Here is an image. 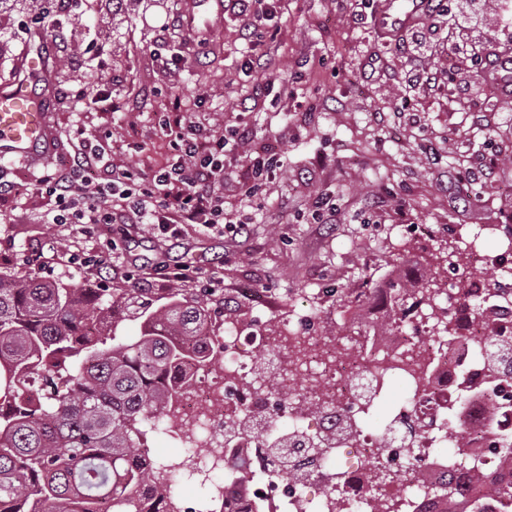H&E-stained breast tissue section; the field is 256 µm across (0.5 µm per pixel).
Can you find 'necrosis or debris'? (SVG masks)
<instances>
[{
    "label": "necrosis or debris",
    "instance_id": "1",
    "mask_svg": "<svg viewBox=\"0 0 512 512\" xmlns=\"http://www.w3.org/2000/svg\"><path fill=\"white\" fill-rule=\"evenodd\" d=\"M449 297L407 310L400 327L372 336L371 351L357 337L338 351L336 336H304L292 322L273 330L224 324V353L195 374L170 414L147 421L149 436L164 435L183 448L199 449L194 473L238 472V480L213 486L212 501L236 504L238 512H511L489 494L491 482L512 478V375L498 386L486 377L484 345L512 340V312L472 322L465 338L449 342L438 330L452 311ZM278 342L288 353L261 368L250 350ZM300 371L310 378L303 395L286 403L268 392L271 378ZM408 396L394 418L425 417L428 433L407 440L382 437L361 424L395 380ZM462 424L465 444L449 426ZM287 442L288 458L308 471L307 482L288 479L269 455L274 439ZM379 462L367 468V460ZM403 472L404 482L377 487L379 471ZM471 475L454 500L434 485L451 475Z\"/></svg>",
    "mask_w": 512,
    "mask_h": 512
}]
</instances>
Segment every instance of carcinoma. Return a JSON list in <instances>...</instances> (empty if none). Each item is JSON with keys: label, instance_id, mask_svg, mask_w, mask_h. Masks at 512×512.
Here are the masks:
<instances>
[{"label": "carcinoma", "instance_id": "obj_1", "mask_svg": "<svg viewBox=\"0 0 512 512\" xmlns=\"http://www.w3.org/2000/svg\"><path fill=\"white\" fill-rule=\"evenodd\" d=\"M441 264L382 296L389 313L439 298ZM457 301L482 313L468 282ZM115 336L112 292L0 274V512H176L178 475L137 454L142 425L171 411L191 366L208 363L209 298L145 313Z\"/></svg>", "mask_w": 512, "mask_h": 512}]
</instances>
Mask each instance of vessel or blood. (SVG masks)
<instances>
[{
    "mask_svg": "<svg viewBox=\"0 0 512 512\" xmlns=\"http://www.w3.org/2000/svg\"><path fill=\"white\" fill-rule=\"evenodd\" d=\"M178 17L191 56L210 52L211 18L223 15L224 0H178ZM427 0H379L374 25L386 38L414 25ZM49 53L35 46L24 59L22 79L0 86V159L25 158L40 162L55 149L51 121L53 91L48 71Z\"/></svg>",
    "mask_w": 512,
    "mask_h": 512,
    "instance_id": "obj_1",
    "label": "vessel or blood"
}]
</instances>
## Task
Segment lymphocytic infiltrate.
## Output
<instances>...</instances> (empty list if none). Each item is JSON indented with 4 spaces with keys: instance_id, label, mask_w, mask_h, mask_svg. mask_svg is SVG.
<instances>
[{
    "instance_id": "lymphocytic-infiltrate-1",
    "label": "lymphocytic infiltrate",
    "mask_w": 512,
    "mask_h": 512,
    "mask_svg": "<svg viewBox=\"0 0 512 512\" xmlns=\"http://www.w3.org/2000/svg\"><path fill=\"white\" fill-rule=\"evenodd\" d=\"M163 126L170 132L171 159L150 178L122 169L96 181L104 154L86 142L67 164L40 179L37 193L56 203L48 223L108 226L106 251L124 255L132 266L137 258L130 245L142 224L152 226L161 244L179 239L185 225L202 234L243 232V225L224 215V159L231 143L246 139L248 127L224 136L178 109L168 111Z\"/></svg>"
}]
</instances>
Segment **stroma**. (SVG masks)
I'll list each match as a JSON object with an SVG mask.
<instances>
[{
	"label": "stroma",
	"mask_w": 512,
	"mask_h": 512,
	"mask_svg": "<svg viewBox=\"0 0 512 512\" xmlns=\"http://www.w3.org/2000/svg\"><path fill=\"white\" fill-rule=\"evenodd\" d=\"M481 9L477 26L452 30L459 4L444 0L385 43L364 0H253L268 20L250 36L229 0L212 22L218 51L175 62L156 49L181 39L163 29L176 0H72L64 9L56 0H0V85L18 76L27 32L49 37L54 20L63 23L50 59L57 150L36 165L10 162L14 179L37 183L83 136L100 143L108 164L147 174L169 153L159 121L175 105L218 132L248 123L243 152L272 145L284 162L252 187L228 155L224 208L247 221L246 233L188 227L182 248L170 252L142 227L134 246L142 265L132 274L69 265V252L95 254L101 240L76 224L44 223L49 198L1 199L0 273L108 288L116 301L133 290L155 307L206 293L214 316L259 326L297 321L307 336L336 335L341 301L388 287L395 270L418 278L425 258L447 249L460 253L446 277L456 284L472 231L481 230L480 249L491 256L512 242V100L469 81L487 57L452 51L488 34L512 48V0H483ZM255 53L266 72L249 67ZM270 71L287 91L268 85ZM90 86L105 102L78 105ZM320 193L336 204L326 223L313 213ZM185 252L217 273L214 287L166 275L164 264Z\"/></svg>",
	"instance_id": "stroma-1"
}]
</instances>
